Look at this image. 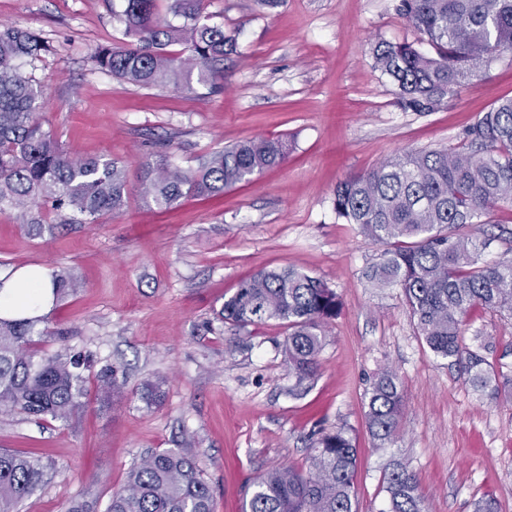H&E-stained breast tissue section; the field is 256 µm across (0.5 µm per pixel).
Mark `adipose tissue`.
I'll return each instance as SVG.
<instances>
[{"label":"adipose tissue","mask_w":512,"mask_h":512,"mask_svg":"<svg viewBox=\"0 0 512 512\" xmlns=\"http://www.w3.org/2000/svg\"><path fill=\"white\" fill-rule=\"evenodd\" d=\"M50 294V278L44 268L35 267L14 273L0 281V314H39Z\"/></svg>","instance_id":"obj_1"}]
</instances>
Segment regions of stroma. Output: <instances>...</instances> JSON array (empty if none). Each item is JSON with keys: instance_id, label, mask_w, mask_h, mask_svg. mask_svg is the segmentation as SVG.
<instances>
[{"instance_id": "1", "label": "stroma", "mask_w": 512, "mask_h": 512, "mask_svg": "<svg viewBox=\"0 0 512 512\" xmlns=\"http://www.w3.org/2000/svg\"><path fill=\"white\" fill-rule=\"evenodd\" d=\"M398 0H205L209 23L238 34L222 76L191 89L144 87L101 70L95 54L127 43L123 0H0V23L50 45L21 69L43 85L44 127L76 158L124 167L120 214L36 235L0 213V274L67 269L82 287L48 308L63 333L44 352L81 355L86 376L112 365L125 389L104 405L89 395L69 419L0 415V448L26 452L51 471L19 512H106L144 454L193 451L215 512H241L251 481L292 466L309 470L315 433L356 441L358 512H383V475L396 461L414 475L429 512H473L490 496L512 512V388L477 392L435 356L400 289L374 288L363 270L381 248L333 210L338 181L405 150L454 149L465 128L512 96V58L482 68L437 112L401 109L395 85L373 65L382 40H414ZM285 140L284 161L206 200L165 210L143 196L139 176L158 155L189 169L253 137ZM485 261L512 248V207L468 228ZM291 266L320 278L341 305L326 327L313 378L288 372V329L271 320H215L225 296L259 269ZM462 343L486 344L512 366V317L475 308ZM403 388L400 430L378 449L366 396L384 369ZM147 383L159 400L141 398Z\"/></svg>"}]
</instances>
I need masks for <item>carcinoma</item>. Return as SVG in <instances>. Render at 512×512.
I'll list each match as a JSON object with an SVG mask.
<instances>
[{
    "label": "carcinoma",
    "instance_id": "cac0c4a2",
    "mask_svg": "<svg viewBox=\"0 0 512 512\" xmlns=\"http://www.w3.org/2000/svg\"><path fill=\"white\" fill-rule=\"evenodd\" d=\"M120 18L128 44L100 49L103 71L142 86H190L193 69L206 82L236 49V33L200 22L203 0H170L184 18L172 25L158 16L157 0H124ZM422 51L409 41L380 42L374 65L397 86L398 103L412 112H437L468 79L512 55V0H399ZM46 44L31 31L0 25V213L40 232L45 224H86L119 212L127 193L125 171L112 159H75L43 129L41 86L17 65L36 59ZM280 138L244 140L185 170L161 157L140 175L145 196L164 208L185 197H213L280 164ZM500 204L512 205V97L497 100L463 132L453 151L395 154L368 172L336 184L334 211L381 246L380 261L364 272L374 288L402 290L426 346L460 365L470 386L499 391L512 386L508 365L462 345L464 316L477 305L512 315V258L480 261L466 233ZM52 303L76 292L65 269L51 272ZM339 297L321 279L292 267L263 269L239 282L218 311L221 321L251 325L278 320L288 327V367L298 378L314 375L325 327ZM46 315H0V413L67 419L84 405L88 377L80 356L39 349L55 335ZM124 389L106 366L96 377L100 402ZM403 391L392 371L373 381L366 419L375 447L384 448L400 427ZM170 448L142 456L107 512H214L213 494L191 452ZM313 471L294 467L258 477L243 512H357L354 477L358 449L344 431H321L313 444ZM48 466L35 456L0 449V512L42 485ZM383 512H426L414 475L403 464L384 476Z\"/></svg>",
    "mask_w": 512,
    "mask_h": 512
}]
</instances>
